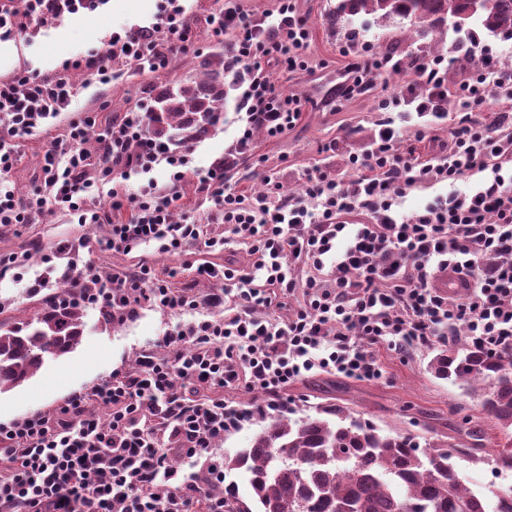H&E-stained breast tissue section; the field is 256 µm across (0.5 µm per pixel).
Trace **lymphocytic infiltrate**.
Segmentation results:
<instances>
[{"instance_id": "1", "label": "lymphocytic infiltrate", "mask_w": 512, "mask_h": 512, "mask_svg": "<svg viewBox=\"0 0 512 512\" xmlns=\"http://www.w3.org/2000/svg\"><path fill=\"white\" fill-rule=\"evenodd\" d=\"M91 0H0V30L21 36L53 24L64 14L89 8ZM213 37L233 59L232 79L244 87L245 128L223 164L199 178L200 189L221 208L233 242L246 246L250 268L198 266L199 275L223 278L234 288L223 319L196 318L165 333L164 358L143 354L136 368L106 376L91 390L73 392L54 416L34 414L0 426V512H224V498L180 478L169 453L206 458L211 482H223L224 462L215 453L225 434L288 404L289 384L314 375L378 380L384 370L379 347L407 354L417 346L454 344L466 334L496 353L512 349V69L487 66L456 86L446 80L443 58L414 62L416 89L393 97L392 106H414L417 116L443 118L449 98L466 111L448 131V151L421 161L400 149L394 121L380 123L362 153L350 154L345 179L321 170L304 188L286 194L280 183L253 196L238 194L224 178L248 149L255 132L275 137L294 128L301 98L282 95L269 80L268 63L306 69L309 39L294 0H279L277 16L248 20L237 0H224L212 15ZM155 31L129 28L111 33L102 48L72 61V68L112 80V63L123 59L155 67L186 49L177 12ZM75 88L66 74H18L0 81V130L31 132L48 116L71 106ZM67 141L44 155L42 180L20 195L10 187L16 163L0 142V227L32 224L46 205L77 215L79 223L109 227L106 246L130 254L153 245L162 253L214 246L203 225L172 219L175 196L145 187L127 193L115 175L151 169L160 159L174 166L173 180L192 164L191 148L170 152L144 130V116L126 113L102 137L98 152L83 148L86 122L73 117ZM112 187L109 208L90 198L88 169ZM471 173L484 174L474 190L455 191ZM449 185L412 216L400 215L406 195L419 187ZM129 218L113 222V211ZM310 275L300 278L296 267ZM448 271L466 293L451 299L434 284ZM74 296L108 307L120 322L143 304L193 310L197 299L172 292L148 261L113 272L96 291L74 285ZM299 303L277 316L284 299ZM244 388L261 403L241 406L216 390ZM172 441L165 449L163 441Z\"/></svg>"}]
</instances>
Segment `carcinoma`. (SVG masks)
Instances as JSON below:
<instances>
[{
	"label": "carcinoma",
	"mask_w": 512,
	"mask_h": 512,
	"mask_svg": "<svg viewBox=\"0 0 512 512\" xmlns=\"http://www.w3.org/2000/svg\"><path fill=\"white\" fill-rule=\"evenodd\" d=\"M468 9L466 0H341L332 21L360 13L399 18L424 39ZM489 34L512 38V0H489L472 20ZM203 71L174 89L164 85L147 109L150 135L168 146L194 142L220 120L227 97L229 65L224 55L202 61ZM70 282L39 300L32 317L18 321L0 309V393L24 385L49 358L75 349L84 337V306L67 301ZM440 379L467 386L479 413L509 431L492 454L495 469L512 471V350L491 354L483 346H442L431 364ZM462 451L439 439L418 441L410 432L385 433L352 412L320 408L301 419L265 425L250 445L224 457V468L239 473L250 490L224 487V512H486L470 491L458 460Z\"/></svg>",
	"instance_id": "cac0c4a2"
}]
</instances>
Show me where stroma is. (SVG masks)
I'll list each match as a JSON object with an SVG mask.
<instances>
[{
	"mask_svg": "<svg viewBox=\"0 0 512 512\" xmlns=\"http://www.w3.org/2000/svg\"><path fill=\"white\" fill-rule=\"evenodd\" d=\"M172 1L175 0H103L98 8L64 16L28 36L2 39L0 79L23 70L54 75L65 61L102 47L108 31L152 27L170 10ZM176 1L183 8L182 23L190 41L187 52L172 56L164 68L155 72L133 63L114 65L115 75L106 85L77 74L79 95L73 107L89 113L98 131L111 127L113 117L142 111L153 86L199 75L202 57L218 51L209 25V18L217 9L215 0ZM337 2L296 0L297 12L307 20L310 30L305 50L309 70L289 75L273 68L268 75L281 94L300 95L302 115L294 129L280 136L254 134L249 150L225 173L237 193H258L269 177L279 181L284 190L297 193L306 174L318 168L348 176L346 156L364 150L377 121L385 116L384 101L413 81V74L405 71L396 76L389 71L376 73L373 68L374 59L387 52L394 59H406L407 47L413 40L408 24L384 25L375 16L361 14L352 23L333 25L328 15ZM353 63L359 65L364 78L371 80L370 89L348 100L324 104L316 78L339 76ZM241 94V88L232 90L224 104L223 123L206 138L194 142V173L172 182L170 170L162 162L150 172L131 174L126 187L137 191L151 184L157 192L177 194L178 218L206 225L211 235H223L224 227L218 222L213 202L199 190L198 175L223 162L233 144L241 124ZM69 120V114L63 113L31 133L8 139V147L18 156L10 177L12 188L25 193L34 188L44 152L55 141L66 138ZM107 232V226L81 224L76 216L53 209L45 211L37 223L0 229V255L21 258L20 263L0 275V306L8 308L10 315L28 317L41 296L34 282L48 273L62 274L67 264L74 263L105 275L133 266L145 255L160 275L169 277L175 291L201 300L200 315L216 319L223 317V306L206 304L205 299L209 294L223 292L224 283L197 277L196 266L209 262L220 267L230 260L245 267L250 262L246 250L233 244L223 252L191 246L180 254H161L147 246L138 254H114L102 245ZM65 237L73 240L75 250L67 256L57 255L54 246ZM192 315L144 304L125 322L107 325L99 309L87 308L85 336L79 346L48 360L23 386L0 394V423H10L35 411H54L73 390L91 386L111 371L131 368L139 354L151 351L163 356V349L157 345L159 337ZM378 355L385 371L380 380L321 375L289 385L286 394L292 400L290 416L298 418L316 406L338 404L387 433L408 429L422 436L431 428L450 442L470 445L471 440L463 431L466 417L476 413V402L458 386L433 377L429 370L433 350L419 349L403 359L383 348Z\"/></svg>",
	"mask_w": 512,
	"mask_h": 512,
	"instance_id": "stroma-1",
	"label": "stroma"
}]
</instances>
